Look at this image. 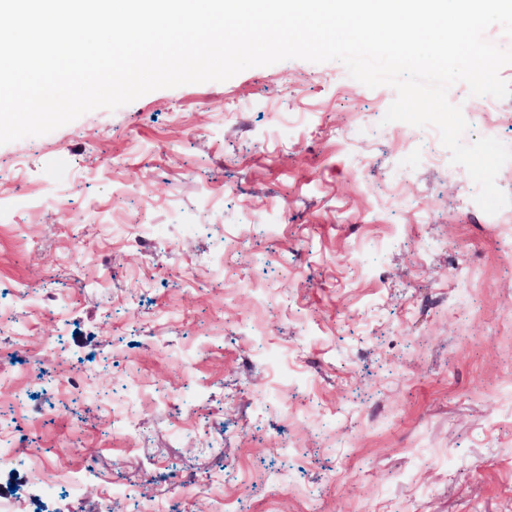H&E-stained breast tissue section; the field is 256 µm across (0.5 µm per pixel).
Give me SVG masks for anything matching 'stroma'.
Here are the masks:
<instances>
[{
    "mask_svg": "<svg viewBox=\"0 0 512 512\" xmlns=\"http://www.w3.org/2000/svg\"><path fill=\"white\" fill-rule=\"evenodd\" d=\"M394 98L290 59L0 145V313L46 407L21 435L82 474L44 495L17 460L0 512H100L108 484L112 512H214L216 491L234 512H512V225L432 129L396 137ZM448 98L464 143L512 146V97ZM126 224L151 230L133 246ZM77 364L84 387L51 397ZM104 400L137 406L136 447Z\"/></svg>",
    "mask_w": 512,
    "mask_h": 512,
    "instance_id": "stroma-1",
    "label": "stroma"
}]
</instances>
